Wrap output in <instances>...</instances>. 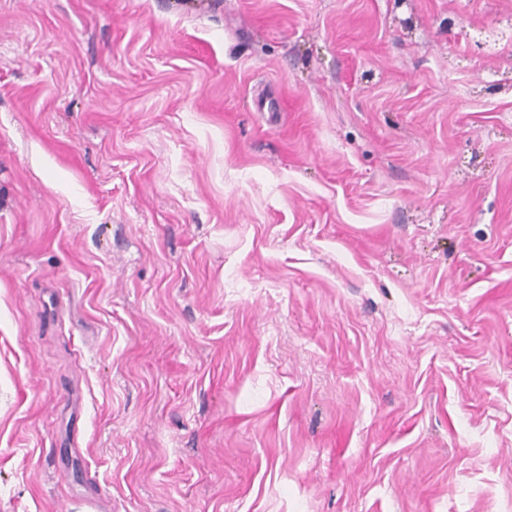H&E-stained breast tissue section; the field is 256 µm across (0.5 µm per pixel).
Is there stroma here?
<instances>
[{"label":"stroma","instance_id":"35a3bbf8","mask_svg":"<svg viewBox=\"0 0 512 512\" xmlns=\"http://www.w3.org/2000/svg\"><path fill=\"white\" fill-rule=\"evenodd\" d=\"M0 512H512V0H0Z\"/></svg>","mask_w":512,"mask_h":512}]
</instances>
